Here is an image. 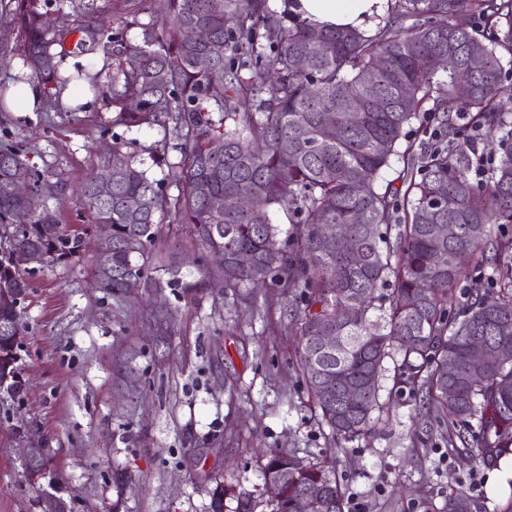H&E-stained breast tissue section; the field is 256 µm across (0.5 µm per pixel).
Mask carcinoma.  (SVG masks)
I'll return each mask as SVG.
<instances>
[{"mask_svg":"<svg viewBox=\"0 0 512 512\" xmlns=\"http://www.w3.org/2000/svg\"><path fill=\"white\" fill-rule=\"evenodd\" d=\"M23 56L46 92L73 85L117 112L126 127L171 124L175 143L163 145L162 161L178 193L148 175L143 163L112 141V189L103 194L91 174L80 185L82 205L96 224L112 225L104 262L95 281L108 278L103 292H127L136 277L145 288L149 246L157 226L169 219L188 224L201 248L224 251L217 274L239 288L271 280L303 288L297 322V357L320 422L345 442L366 435L380 409L385 359L401 356V367L416 392L423 391L448 423V445L465 442L462 431L477 420L476 459L495 465L512 453V148L498 162L477 154L480 136L496 131L512 139V114L502 105L512 97L504 83L502 58L512 57V0H394L392 20L369 35L355 29L308 24L269 0H128L125 26L139 30L128 41L113 28L108 0H11ZM475 25L455 26L458 15ZM208 28L223 51L208 68L196 60L206 47L189 41L184 26ZM77 37L74 51L66 48ZM321 47L308 56L309 46ZM104 52L103 64L65 73L61 58ZM441 53L473 73L471 92L461 97L451 70H434ZM308 57L304 67L297 59ZM359 104L358 120L344 122L345 105ZM336 115L337 136L322 139L324 118ZM438 122L430 143L407 144L415 121ZM224 142V152L211 143ZM177 152L166 158L168 149ZM402 168L387 184L391 156ZM43 174L29 166L20 149L0 147V281L21 297L29 283L18 258L40 252L45 263L67 262L83 251V236L60 222L46 200L13 195L10 178ZM234 192L250 199L240 210L217 211L214 196ZM453 198V208L440 203ZM286 208L296 216L288 245L276 242L271 213ZM26 228L21 229L19 225ZM336 226L356 243L343 250ZM453 224L448 238L434 231ZM397 229L396 244L388 232ZM469 258L473 267L457 261ZM492 268L497 297H477L462 319L448 315V296L470 277V269ZM394 280L389 304H375L377 292ZM338 337L333 354H318V336ZM484 341L490 351L476 371L468 342ZM18 341L0 339L4 392L18 395ZM323 369H312V362ZM349 386L354 402L343 399ZM264 481L278 482L281 496L271 512H296L294 502L308 486L323 488V512H344L343 494L326 464L305 465L294 456L269 452ZM448 512H475L464 495H450Z\"/></svg>","mask_w":512,"mask_h":512,"instance_id":"cac0c4a2","label":"carcinoma"}]
</instances>
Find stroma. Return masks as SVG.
<instances>
[{"instance_id": "1", "label": "stroma", "mask_w": 512, "mask_h": 512, "mask_svg": "<svg viewBox=\"0 0 512 512\" xmlns=\"http://www.w3.org/2000/svg\"><path fill=\"white\" fill-rule=\"evenodd\" d=\"M9 5L0 0V87L22 57ZM114 118L101 103L71 112L53 97L39 112L0 109V146L23 149L62 222L91 236L75 193L113 138L131 142L152 177L167 173L153 162L163 125L129 129ZM151 251L160 289L116 296L95 288L93 250L26 266L18 354L28 386L0 392V512H40L21 425L49 449L71 512H210L219 485L224 512H238L244 497L270 512L262 468L275 448L306 463L335 457L345 512H443L455 493L501 512L512 500L491 489L492 468L449 447L446 422L390 360L371 435L334 442L304 385L287 288L212 286L210 259L183 224L159 225Z\"/></svg>"}]
</instances>
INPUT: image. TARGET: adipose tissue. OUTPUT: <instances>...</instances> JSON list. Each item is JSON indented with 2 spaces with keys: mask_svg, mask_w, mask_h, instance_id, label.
<instances>
[{
  "mask_svg": "<svg viewBox=\"0 0 512 512\" xmlns=\"http://www.w3.org/2000/svg\"><path fill=\"white\" fill-rule=\"evenodd\" d=\"M290 12L322 28L368 30L387 9V0H290Z\"/></svg>",
  "mask_w": 512,
  "mask_h": 512,
  "instance_id": "adipose-tissue-1",
  "label": "adipose tissue"
}]
</instances>
